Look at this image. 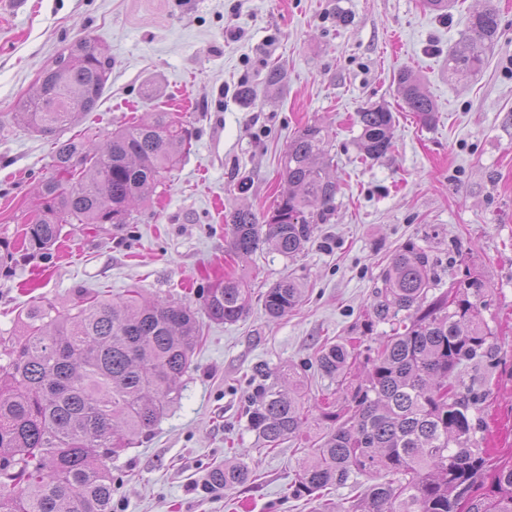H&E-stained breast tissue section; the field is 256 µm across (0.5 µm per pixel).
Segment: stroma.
I'll return each instance as SVG.
<instances>
[{"label":"stroma","instance_id":"35a3bbf8","mask_svg":"<svg viewBox=\"0 0 512 512\" xmlns=\"http://www.w3.org/2000/svg\"><path fill=\"white\" fill-rule=\"evenodd\" d=\"M499 11L500 36L482 69L449 78V53L470 41L469 15L483 0H452L446 15L425 0H7L0 4V342L21 330L39 303L71 308L78 289L146 296L195 310L202 340L179 398L152 434L110 461L112 512H320L316 497L293 493L308 437L272 452L255 450L245 411L255 366L292 364L304 376L305 405L327 391L315 353L324 341L361 336L390 256L414 243L439 261L436 293L468 275L486 287L482 317L495 337L493 365L476 371L487 392L482 436L494 464H512V11ZM112 60L96 111L72 133L100 141L132 118L170 112L192 146L133 222L67 224L47 256L22 249L27 216L50 174V138L18 127V102L77 40ZM281 73L270 83V67ZM411 70L437 109L423 126L397 97ZM254 95L242 100L238 91ZM387 105L394 152L363 160L357 112ZM307 124L323 127L339 189L329 223L305 251L285 257L264 246L229 251L236 210L257 219L286 185L281 163ZM231 274L252 299L233 324L211 321L200 289ZM292 276L304 297L269 320L261 295ZM244 452L252 483L211 492L209 471L231 449Z\"/></svg>","mask_w":512,"mask_h":512}]
</instances>
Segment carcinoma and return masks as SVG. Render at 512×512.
I'll list each match as a JSON object with an SVG mask.
<instances>
[{
	"mask_svg": "<svg viewBox=\"0 0 512 512\" xmlns=\"http://www.w3.org/2000/svg\"><path fill=\"white\" fill-rule=\"evenodd\" d=\"M474 35L464 51L448 54V75L464 77L483 63L500 34L490 0L473 12ZM110 62L94 43L74 44L55 63L46 83L19 101L15 120L53 136L93 111ZM397 93L421 123L436 121L435 105L407 70ZM393 112L385 105L357 112L365 159L392 153ZM323 128L298 131L285 151L281 176L288 185L264 223L245 209L232 217L230 247L249 256L265 244L286 257L303 252L317 225L329 221L338 184L330 176ZM191 145V132L169 112L121 126L102 141L57 142L52 173L42 181L41 218L25 233L27 248L47 254L65 224L131 223V206L152 195ZM437 261L411 243L391 258L366 329L379 324L392 334L361 356L349 340L321 349V374L345 391L338 411L313 418L299 396L303 380L292 365L260 372L247 412L258 443L276 449L307 430H318L314 451L298 462L294 493L311 496L359 474L387 477L350 501L322 504L324 512H512V465L492 466L482 448L477 404L484 394L466 383L467 369L491 362L494 336L481 308L485 284L470 278L453 297L429 291ZM293 278L263 295L271 320L301 301ZM204 310L232 324L248 311L251 293L231 276L204 291ZM24 332L3 346L0 364V512H112V473L105 460L148 437L164 409L179 396L176 385L199 345L195 313L176 301H150L137 288L119 301L81 298L73 311L47 303L29 309ZM271 383H266V380ZM492 471L479 494L478 479ZM241 461H224L208 475L210 486L247 484Z\"/></svg>",
	"mask_w": 512,
	"mask_h": 512,
	"instance_id": "obj_1",
	"label": "carcinoma"
}]
</instances>
